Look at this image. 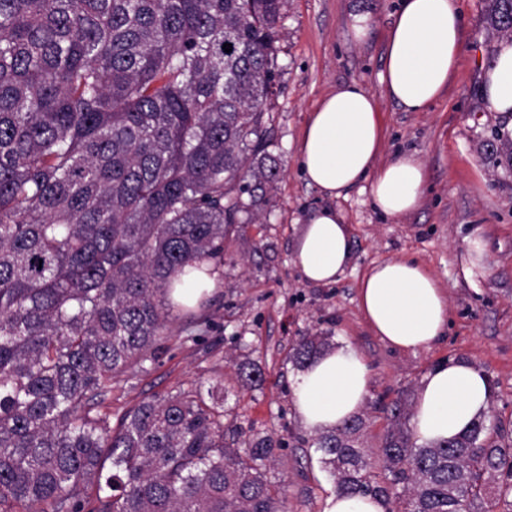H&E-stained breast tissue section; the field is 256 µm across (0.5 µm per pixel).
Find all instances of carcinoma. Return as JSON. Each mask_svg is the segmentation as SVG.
Returning <instances> with one entry per match:
<instances>
[{"label": "carcinoma", "instance_id": "cac0c4a2", "mask_svg": "<svg viewBox=\"0 0 512 512\" xmlns=\"http://www.w3.org/2000/svg\"><path fill=\"white\" fill-rule=\"evenodd\" d=\"M286 2L0 0V512H286L281 439H240L217 387L145 397L115 425L101 411L168 330L173 279L224 262L267 203ZM490 2L511 36L512 0ZM491 158L511 171L512 143ZM330 345L301 336L288 359ZM410 419L395 402L376 457L356 416L313 435L335 492L469 512L491 489L512 507V444L486 419L429 445Z\"/></svg>", "mask_w": 512, "mask_h": 512}]
</instances>
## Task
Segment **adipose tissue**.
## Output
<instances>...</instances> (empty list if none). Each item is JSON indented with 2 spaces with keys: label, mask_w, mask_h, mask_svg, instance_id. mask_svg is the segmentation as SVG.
I'll return each instance as SVG.
<instances>
[{
  "label": "adipose tissue",
  "mask_w": 512,
  "mask_h": 512,
  "mask_svg": "<svg viewBox=\"0 0 512 512\" xmlns=\"http://www.w3.org/2000/svg\"><path fill=\"white\" fill-rule=\"evenodd\" d=\"M459 0H401L387 31L386 69L381 81L404 111L425 112L447 90L465 50ZM485 111L498 115L500 136L512 139V41L500 40L482 67ZM384 130L376 98L351 81L326 94L303 130L299 169L327 199L305 218L295 247L304 281L328 285L352 261L348 228L333 207L361 182H368L373 205L395 218L415 210L427 182L425 164L405 154L383 164ZM358 306L382 341L400 350L432 345L448 323V298L437 279L413 259L375 265L358 289ZM371 370L345 344L316 358L292 390L295 412L310 432L334 429L364 407ZM483 370L467 360L442 362L424 377L411 416L418 444L463 435L491 403Z\"/></svg>",
  "instance_id": "1"
}]
</instances>
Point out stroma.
I'll list each match as a JSON object with an SVG mask.
<instances>
[{"instance_id":"35a3bbf8","label":"stroma","mask_w":512,"mask_h":512,"mask_svg":"<svg viewBox=\"0 0 512 512\" xmlns=\"http://www.w3.org/2000/svg\"><path fill=\"white\" fill-rule=\"evenodd\" d=\"M489 3L462 0L468 45L458 74L429 111L406 112L381 82L386 32L399 0H288L277 43L279 91L269 106L271 152L281 172L269 203L260 221L227 240L214 294L194 308L173 310L170 334L153 361L113 382L104 412L115 419L146 396L197 381L221 384L228 425L282 438L281 463L271 476L283 484L288 512H323L333 483L293 409L298 371L288 360L298 336L323 332L336 345L351 344L372 370L361 413L365 447L382 444L385 406L398 399L414 403L424 375L455 359L484 371L493 389L488 416L512 436V173L489 160L498 128L483 109L479 78L500 40L488 25ZM356 11L375 18L362 44L350 40L345 26ZM353 80L379 103L385 127L380 163L416 155L426 165L428 183L420 206L400 218L378 212L364 182L337 199L353 260L336 283L315 285L293 263L304 220L323 201L299 172V141L315 104ZM476 236L483 252L468 248ZM399 258L422 263L448 294V327L431 347L404 352L389 346L357 306L370 268ZM242 361L260 366V388L241 389L235 365Z\"/></svg>"}]
</instances>
